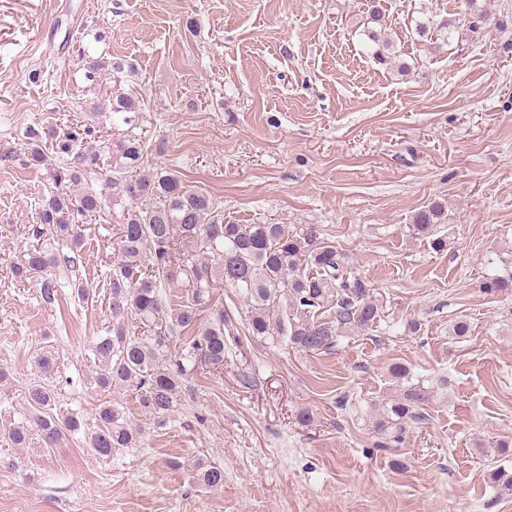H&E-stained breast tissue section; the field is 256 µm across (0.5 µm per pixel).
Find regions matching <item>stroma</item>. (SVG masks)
Segmentation results:
<instances>
[{"label": "stroma", "instance_id": "stroma-1", "mask_svg": "<svg viewBox=\"0 0 512 512\" xmlns=\"http://www.w3.org/2000/svg\"><path fill=\"white\" fill-rule=\"evenodd\" d=\"M374 5L409 73L365 53ZM474 7L495 18L475 37L463 0H0V457L15 462L0 467V512H512L491 477L512 473L491 446L512 436V289L481 288L512 262V0ZM429 16L461 25L442 50L414 32ZM91 56L135 65L149 167L177 171L227 221L319 225L384 311L328 352L249 340L223 373L192 380L161 430L123 396L141 438L108 460L80 432L56 448L7 438L31 413L43 345L59 353L63 407L89 420L102 397L86 356L108 314L111 224L74 219L87 299L69 288L42 304L10 270L54 186L50 169L24 167L27 134L91 120ZM434 203L448 212L440 252L408 233ZM395 364L432 399L385 451L371 419ZM198 461L223 468V487L193 481Z\"/></svg>", "mask_w": 512, "mask_h": 512}]
</instances>
